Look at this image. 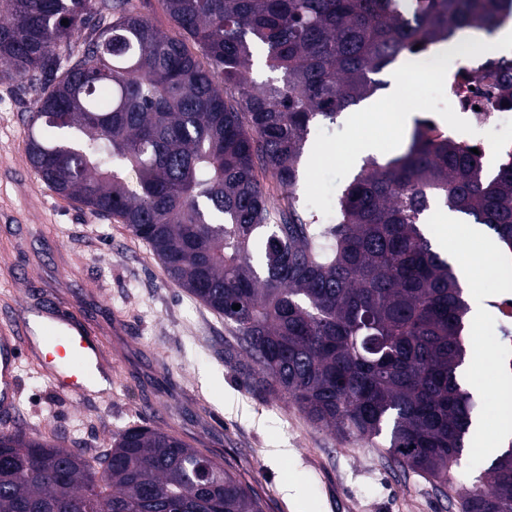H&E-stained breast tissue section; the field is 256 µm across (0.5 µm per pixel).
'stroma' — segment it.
<instances>
[{
	"label": "stroma",
	"instance_id": "1",
	"mask_svg": "<svg viewBox=\"0 0 512 512\" xmlns=\"http://www.w3.org/2000/svg\"><path fill=\"white\" fill-rule=\"evenodd\" d=\"M386 83L335 123H316L301 164L300 200L336 217V201L363 163L360 139L374 157L399 155L418 116L424 76L387 69ZM40 89L0 78V324L22 303L73 307L98 337L112 388L74 400L31 362L19 371L21 427L96 455L113 434L135 425L175 428L196 448L209 449L263 500L265 512H458L427 479L397 465L380 443H343L315 428L284 399L247 389L224 350L234 342L223 317L172 285L141 240L122 225L82 209L41 182L26 151V114ZM400 113L399 122L384 117ZM435 250L469 262L476 293L469 305L484 316L468 322L464 384L481 401L483 434H470L460 472L499 454L500 390L512 389V337L502 336L500 304L512 301V252L496 247L489 229L458 217L451 246L440 239L448 215L429 218ZM496 274H489L491 264Z\"/></svg>",
	"mask_w": 512,
	"mask_h": 512
}]
</instances>
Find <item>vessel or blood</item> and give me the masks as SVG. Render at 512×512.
Listing matches in <instances>:
<instances>
[{
  "label": "vessel or blood",
  "instance_id": "b4317fda",
  "mask_svg": "<svg viewBox=\"0 0 512 512\" xmlns=\"http://www.w3.org/2000/svg\"><path fill=\"white\" fill-rule=\"evenodd\" d=\"M32 355L61 390L84 396L101 372V349L76 310L23 305L13 325L0 331V413L15 412L22 355Z\"/></svg>",
  "mask_w": 512,
  "mask_h": 512
}]
</instances>
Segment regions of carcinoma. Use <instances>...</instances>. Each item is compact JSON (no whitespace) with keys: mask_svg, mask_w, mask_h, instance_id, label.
I'll use <instances>...</instances> for the list:
<instances>
[{"mask_svg":"<svg viewBox=\"0 0 512 512\" xmlns=\"http://www.w3.org/2000/svg\"><path fill=\"white\" fill-rule=\"evenodd\" d=\"M0 0V71L41 85L27 153L54 193L144 241L171 282L231 325L244 383L343 440L390 456L462 512H512V442L458 468L479 404L462 385L470 307L428 212L512 248V162L415 120L400 155L369 158L324 224L300 207L310 127L386 85L417 44L491 33L512 0ZM68 24H61L62 20ZM275 77L249 78L256 59ZM285 191L270 201L263 180ZM240 309H232V305ZM0 512H264L206 449L133 426L88 458L0 432ZM139 11L148 17L157 27L174 33L176 28L164 12L159 0H135Z\"/></svg>","mask_w":512,"mask_h":512,"instance_id":"1","label":"carcinoma"}]
</instances>
